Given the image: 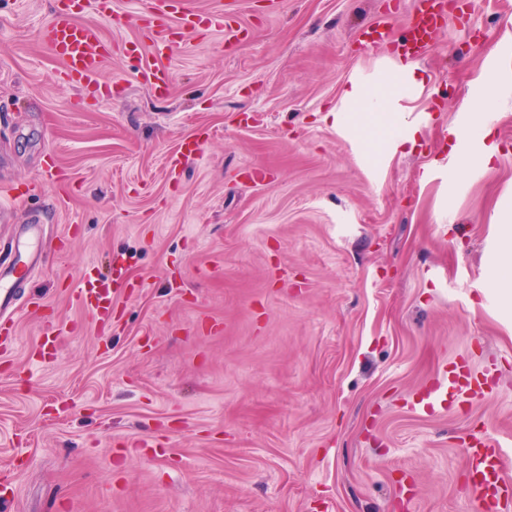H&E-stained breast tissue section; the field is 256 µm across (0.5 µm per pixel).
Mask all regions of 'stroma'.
Returning <instances> with one entry per match:
<instances>
[{"instance_id": "stroma-1", "label": "stroma", "mask_w": 512, "mask_h": 512, "mask_svg": "<svg viewBox=\"0 0 512 512\" xmlns=\"http://www.w3.org/2000/svg\"><path fill=\"white\" fill-rule=\"evenodd\" d=\"M223 1L250 41L142 47L170 73L164 100L126 55L140 28L88 8L113 96L81 108L35 37L59 0H0V202L52 236L0 340V484L16 487L0 512H483L463 476L473 435L502 444L512 478V324L488 286L512 77L489 138L449 131L477 71L512 59V0L449 15L422 90L388 98L414 144L375 154L358 112H328L347 84H399L396 59L357 42L393 0H191ZM189 137L200 156L169 176ZM488 142L493 166L463 167ZM115 255L131 289L101 332L71 295ZM461 358L488 394L412 408Z\"/></svg>"}]
</instances>
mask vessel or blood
Wrapping results in <instances>:
<instances>
[{
	"instance_id": "vessel-or-blood-1",
	"label": "vessel or blood",
	"mask_w": 512,
	"mask_h": 512,
	"mask_svg": "<svg viewBox=\"0 0 512 512\" xmlns=\"http://www.w3.org/2000/svg\"><path fill=\"white\" fill-rule=\"evenodd\" d=\"M67 3V8L55 10L40 28L38 41L60 65L57 80L76 88L83 99L96 106L111 97L110 90L104 87L102 72L112 45L98 25L78 21V14L86 7L85 0H67ZM476 4L477 0H412L407 30L401 39H391L386 23L378 22L361 31L359 42L385 49L396 58L416 60L446 36L449 14H472ZM200 20L188 0H154L151 18L141 20L140 26L158 51L167 52L178 38L193 31ZM137 79L156 97L164 98L171 92L169 77L163 71L144 68L138 71ZM43 236V225H21L9 252L0 256V328L12 329L20 301V284L44 263L40 247ZM123 283L120 266L103 270L90 265L84 269L76 299L92 312L97 327L111 323L115 296ZM485 385L482 372L463 360L449 374L439 375L419 402L443 412L447 409L445 390H452L465 401L483 393ZM504 465L501 445L492 439H474L467 449V480L487 512H512V481L504 478Z\"/></svg>"
}]
</instances>
